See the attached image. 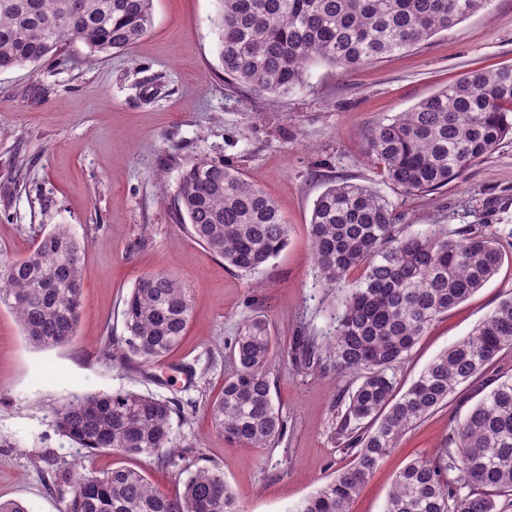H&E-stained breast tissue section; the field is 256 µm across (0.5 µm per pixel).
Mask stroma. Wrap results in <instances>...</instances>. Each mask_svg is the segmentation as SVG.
<instances>
[{
  "label": "stroma",
  "mask_w": 512,
  "mask_h": 512,
  "mask_svg": "<svg viewBox=\"0 0 512 512\" xmlns=\"http://www.w3.org/2000/svg\"><path fill=\"white\" fill-rule=\"evenodd\" d=\"M218 11V0H154L152 29L128 50L93 54L69 42L50 60L0 72V255H26L58 224L84 246L82 305L69 343L34 347L0 307V500L28 512H62L71 489L54 474L79 463L101 474L131 465L170 495L191 471L216 467L242 512H296L352 463L338 426L356 378H337L329 357L307 365L291 355L299 336L326 344L340 304L316 276L309 237L313 205L334 182L376 188L405 224L488 225L506 254L497 274L437 318L398 365V392L512 296V139L463 180L419 196L385 181L365 140L380 118L407 111L468 70L512 66V0H492L429 41L352 70L312 65L304 85L277 100L225 78ZM204 157L239 169L288 222L286 247L259 272L226 268L181 226V175ZM158 271L191 290L180 346L154 363L105 355L106 339L118 343L126 334L125 297ZM257 316L273 336L269 377L285 423L269 448L225 439L207 410L233 369L235 336ZM510 376L512 348L407 431L350 512H384L398 473L447 445L482 389ZM118 391L174 401V453L128 461L87 453L57 432L54 408Z\"/></svg>",
  "instance_id": "obj_1"
}]
</instances>
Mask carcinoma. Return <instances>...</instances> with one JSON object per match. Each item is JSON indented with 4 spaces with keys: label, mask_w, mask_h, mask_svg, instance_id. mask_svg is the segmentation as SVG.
Returning <instances> with one entry per match:
<instances>
[{
    "label": "carcinoma",
    "mask_w": 512,
    "mask_h": 512,
    "mask_svg": "<svg viewBox=\"0 0 512 512\" xmlns=\"http://www.w3.org/2000/svg\"><path fill=\"white\" fill-rule=\"evenodd\" d=\"M219 59L224 75L273 97L303 84L314 62L355 67L407 51L444 32L490 0H218ZM153 24V0H0V70L40 63L67 41L112 54L141 39ZM512 138V67H482L379 119L367 154L406 196L463 178L476 161ZM178 209L186 232L224 260L255 273L288 241L278 204L222 158H201L181 178ZM314 265L323 287L341 293L327 352L347 389L340 431L356 449L296 512H350L367 477L402 436L478 378L512 346V297L460 341L438 354L401 395L395 367L429 325L483 288L503 260L497 235L481 224H430L411 231L391 202L361 184L329 185L309 224ZM84 247L64 225L18 259H0V305L16 316L27 341L53 347L76 333ZM362 270L357 280L350 272ZM192 296L171 274L142 277L124 302L123 349L155 362L182 340ZM272 336L262 319L246 322L232 344L235 370L224 378L210 417L224 438L268 448L284 430L268 378ZM322 347L299 337L294 355L306 364ZM174 403L135 392L77 397L54 409L63 436L89 453L126 458L172 445ZM450 446L410 462L396 476L385 512H497L512 496V377L496 381L459 422ZM72 488L64 512H241L218 468H199L168 495L139 470L100 475L64 470Z\"/></svg>",
    "instance_id": "carcinoma-1"
}]
</instances>
